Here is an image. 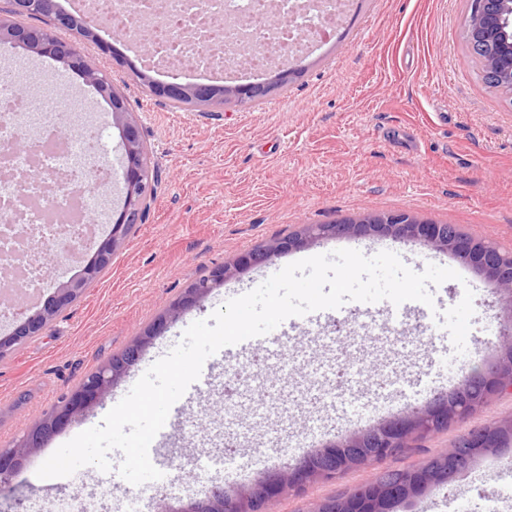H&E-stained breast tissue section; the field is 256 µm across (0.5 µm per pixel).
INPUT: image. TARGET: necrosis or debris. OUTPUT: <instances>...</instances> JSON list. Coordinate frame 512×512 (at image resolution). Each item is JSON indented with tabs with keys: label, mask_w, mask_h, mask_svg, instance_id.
<instances>
[{
	"label": "necrosis or debris",
	"mask_w": 512,
	"mask_h": 512,
	"mask_svg": "<svg viewBox=\"0 0 512 512\" xmlns=\"http://www.w3.org/2000/svg\"><path fill=\"white\" fill-rule=\"evenodd\" d=\"M303 0H136L128 13L127 0H71L74 10L91 17L110 18L113 29H125L132 16L164 10L165 23L152 37L153 58L161 64L177 62L179 71L209 80L217 75L258 77L268 65L317 45L320 32L310 25ZM278 10L285 25H267L268 8ZM244 16L258 34L256 50L245 69L228 59L236 33L224 25L227 13ZM37 93L20 98L19 82ZM81 107L60 100L41 71L16 64L0 71V172L37 166L40 175L24 181L0 176V270L16 272L30 294L41 288L42 275L33 263L23 262L32 235L45 248L68 253L71 245L90 237L87 209L95 200L111 196L112 171L101 168L78 131L62 130L61 114H79Z\"/></svg>",
	"instance_id": "obj_1"
}]
</instances>
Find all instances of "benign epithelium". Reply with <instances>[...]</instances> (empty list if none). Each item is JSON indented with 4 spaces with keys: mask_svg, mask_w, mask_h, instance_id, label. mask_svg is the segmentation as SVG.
<instances>
[{
    "mask_svg": "<svg viewBox=\"0 0 512 512\" xmlns=\"http://www.w3.org/2000/svg\"><path fill=\"white\" fill-rule=\"evenodd\" d=\"M474 8L475 16L468 23L469 44L481 68L497 80V89L512 96V0H474ZM227 23L240 25V52L246 54L257 42L256 33L235 19H229ZM62 43L64 40L51 31L16 27L3 16V8L0 7L1 47L19 49L39 57L49 55L66 62L82 70L86 82L110 101L112 123L123 129L124 136V204L108 234L98 243L97 263L86 267L82 278L59 284L40 307L21 305V312L14 319L11 331L0 334V359L12 355L29 339L40 335L62 310L80 298L85 288L96 279L99 270L107 267L112 256L125 245L134 217L148 208L149 200L157 192L147 175L150 153L141 125L128 111L125 96L101 76L99 70L86 65L76 55H66ZM150 89L160 97H175L195 106L233 100L246 104L270 93L268 89L239 84L152 85ZM339 236L380 237L397 243L421 242L449 252L461 262L478 269L497 288L504 328L492 362L474 368L467 380L482 387L485 401L497 393L512 391V252H502L463 232L450 233L444 224L417 220L406 213H371L359 220L309 225L300 234L274 239L253 249L232 266L215 267L208 277L187 289L150 330L137 337L125 357L112 359L87 377L62 405L46 413L12 447L0 450V485L11 484L21 473L29 454L99 405L137 363L154 337L181 313L197 306L213 289L223 286L236 273L267 263L289 251L300 250L314 241ZM468 416L470 411L459 406L456 393L436 395L420 408L325 443L312 456H304L282 468L268 471L246 490L229 492L214 485L204 496L181 501L177 506L162 498L155 512H256L259 503L267 505L289 492L302 491L315 481L335 479L385 459L395 449L407 447L412 439L428 434V428L435 422L452 424ZM504 440L505 437L483 428L471 429L461 435L460 447L468 449L470 456L477 461L498 453ZM460 472L461 469L453 468L398 483H389L377 476L358 485L337 502L324 500L317 503L314 512H397L399 505L427 496L450 483Z\"/></svg>",
    "mask_w": 512,
    "mask_h": 512,
    "instance_id": "1",
    "label": "benign epithelium"
}]
</instances>
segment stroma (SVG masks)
<instances>
[{"label": "stroma", "instance_id": "1", "mask_svg": "<svg viewBox=\"0 0 512 512\" xmlns=\"http://www.w3.org/2000/svg\"><path fill=\"white\" fill-rule=\"evenodd\" d=\"M469 14L470 0H351L334 34L291 60L295 74L282 89L256 105L202 110L150 94L143 80L159 73L135 40L116 35L105 48L84 42L86 61L113 80L142 126L158 191L145 221L82 297L0 359V449L213 267L307 225L405 212L512 252V99L484 83L466 39ZM50 83L65 98L87 93L90 119L102 122L96 150L122 170L124 144L107 100L60 63ZM376 244L413 271L443 261L458 272L429 291L434 300L452 301L465 334L420 341L418 318L397 309L298 329L289 365L264 370L282 410L243 400L240 389L225 390L216 378L211 396L185 402L174 434L157 450L161 461L178 456L191 471H203V482L155 485L142 512H153L160 497L187 500L212 485L249 486L306 448L423 406L426 396L399 394L396 381L426 372L436 347L452 355L468 350L472 367L489 363L492 353L481 343L499 326L494 285L449 253L381 238ZM260 272L255 266L238 274L181 314L142 353L138 368L165 356L232 291L256 288ZM131 387L124 378L101 405L30 454L13 485L0 488V512H47L61 497L105 508L123 499L125 486L94 466L61 480L39 479L37 470L57 446L99 425ZM510 420L507 391L467 420L411 440L398 455L284 495L268 510L313 512L319 501L344 496L382 471L448 451L469 428ZM301 440L306 448H298ZM510 483L512 448L398 512H512V494L504 490Z\"/></svg>", "mask_w": 512, "mask_h": 512}]
</instances>
